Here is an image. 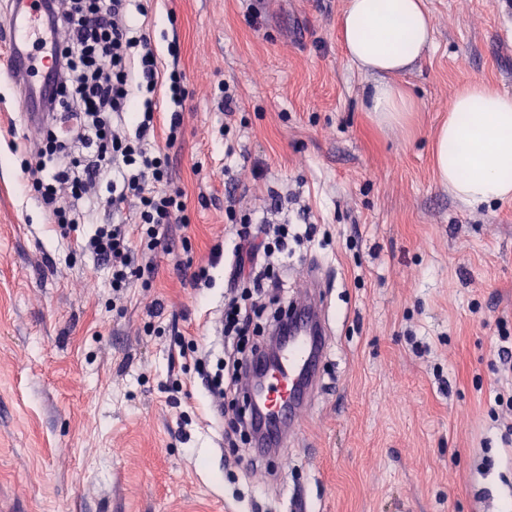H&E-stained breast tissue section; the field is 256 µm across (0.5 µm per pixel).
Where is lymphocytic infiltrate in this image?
Here are the masks:
<instances>
[{"instance_id": "lymphocytic-infiltrate-1", "label": "lymphocytic infiltrate", "mask_w": 512, "mask_h": 512, "mask_svg": "<svg viewBox=\"0 0 512 512\" xmlns=\"http://www.w3.org/2000/svg\"><path fill=\"white\" fill-rule=\"evenodd\" d=\"M131 0H68L47 15L51 39L49 68L55 84L41 125L43 138L22 170L61 237L79 233L104 206L120 214L137 200L135 227L100 224L83 247L112 273V292L123 296L134 283L154 276L153 260L173 225L185 223V193L171 184L169 151L182 135L187 96L178 42L168 45L171 64L160 68L149 36L133 21ZM240 222L228 246L235 296L224 306V337L236 355L222 372L198 363L213 390L236 385L242 370L264 347L251 332L256 298L267 289L286 294L280 275L289 241L313 234L265 218L238 217L234 198L224 209Z\"/></svg>"}]
</instances>
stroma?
Here are the masks:
<instances>
[{
	"label": "stroma",
	"mask_w": 512,
	"mask_h": 512,
	"mask_svg": "<svg viewBox=\"0 0 512 512\" xmlns=\"http://www.w3.org/2000/svg\"><path fill=\"white\" fill-rule=\"evenodd\" d=\"M347 0H142L168 62L187 76L171 177L189 223L173 228L151 287L114 300L111 273L60 239L24 189L25 125L0 72V512H512V411L496 325L512 327V201L470 209L438 184L437 127L475 80L512 95V0H426L434 43L395 77L414 110L382 127L363 108L374 82L346 57ZM239 98L232 120L217 86ZM228 136H220L223 122ZM236 208L312 224L282 271L288 300L323 283L330 351L287 447L261 458L226 445L196 361L224 344L225 264L192 279L232 238ZM197 353L181 354L179 339Z\"/></svg>",
	"instance_id": "stroma-1"
}]
</instances>
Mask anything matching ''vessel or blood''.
<instances>
[{
    "label": "vessel or blood",
    "mask_w": 512,
    "mask_h": 512,
    "mask_svg": "<svg viewBox=\"0 0 512 512\" xmlns=\"http://www.w3.org/2000/svg\"><path fill=\"white\" fill-rule=\"evenodd\" d=\"M42 22V12L34 8L33 0H12L8 28L11 57L7 72L20 88L24 117L31 125L43 117L52 87L51 78L38 83L29 79V71L36 63L33 42ZM287 321L288 340L281 347L278 361L268 366L261 373L259 383L250 388L255 425L266 448L283 446L286 423L294 419L309 393L316 362L329 351L324 316L315 297H308L304 310L290 312Z\"/></svg>",
    "instance_id": "obj_1"
}]
</instances>
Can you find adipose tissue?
<instances>
[{"label":"adipose tissue","mask_w":512,"mask_h":512,"mask_svg":"<svg viewBox=\"0 0 512 512\" xmlns=\"http://www.w3.org/2000/svg\"><path fill=\"white\" fill-rule=\"evenodd\" d=\"M339 30L350 62L376 78L367 112L381 126L406 122L413 100L388 78L423 59L433 42L424 0H348ZM433 162L438 181L469 208L512 200V95L485 82L457 89Z\"/></svg>","instance_id":"1"}]
</instances>
